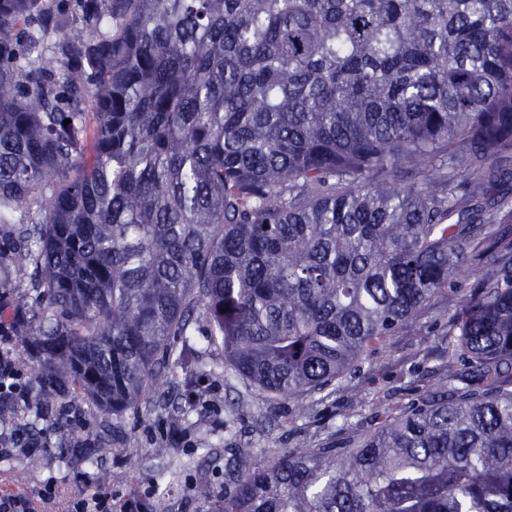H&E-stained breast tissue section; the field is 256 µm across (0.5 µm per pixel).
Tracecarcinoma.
Wrapping results in <instances>:
<instances>
[{
    "instance_id": "cac0c4a2",
    "label": "carcinoma",
    "mask_w": 512,
    "mask_h": 512,
    "mask_svg": "<svg viewBox=\"0 0 512 512\" xmlns=\"http://www.w3.org/2000/svg\"><path fill=\"white\" fill-rule=\"evenodd\" d=\"M505 154L512 0H0L28 400L119 419L196 336L312 396L474 276L464 369L339 444L240 453L218 512H512Z\"/></svg>"
}]
</instances>
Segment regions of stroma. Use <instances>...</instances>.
Instances as JSON below:
<instances>
[{
	"label": "stroma",
	"instance_id": "1",
	"mask_svg": "<svg viewBox=\"0 0 512 512\" xmlns=\"http://www.w3.org/2000/svg\"><path fill=\"white\" fill-rule=\"evenodd\" d=\"M447 313L445 304H437L359 361L335 391L300 400L258 394L225 366L222 349L196 344L188 366L121 419L77 400L69 413L71 429L41 420L47 447L38 464L22 474L20 458H2L0 478L32 493L51 480L89 493L104 481L115 497L146 495L147 512H216L222 491L231 487L227 463L238 449H248L250 465H260L302 445L338 440L347 423L356 433L373 430L384 413H399L424 396L433 371L458 357L447 337ZM191 391L209 397V404L171 419L164 399ZM78 435L94 446V464L63 458ZM199 485L210 487V496H198Z\"/></svg>",
	"mask_w": 512,
	"mask_h": 512
}]
</instances>
